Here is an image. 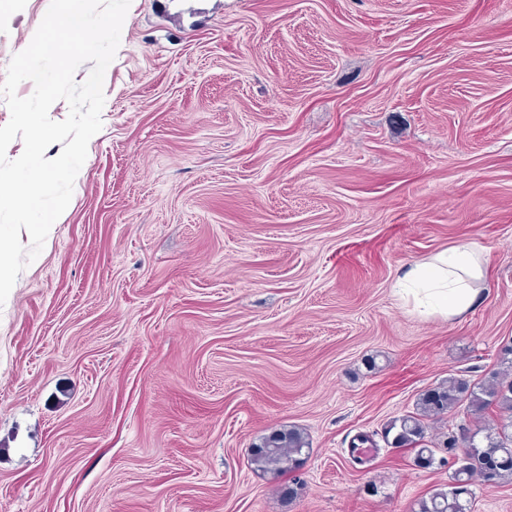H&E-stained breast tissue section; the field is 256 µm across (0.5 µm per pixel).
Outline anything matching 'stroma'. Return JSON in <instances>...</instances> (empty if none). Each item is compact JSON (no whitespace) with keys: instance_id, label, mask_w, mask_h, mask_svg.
<instances>
[{"instance_id":"obj_1","label":"stroma","mask_w":512,"mask_h":512,"mask_svg":"<svg viewBox=\"0 0 512 512\" xmlns=\"http://www.w3.org/2000/svg\"><path fill=\"white\" fill-rule=\"evenodd\" d=\"M50 2L0 0V83ZM103 89L0 306V512H411L444 487L384 428L512 344V0H131ZM472 241L476 304L409 312L402 265ZM288 425L306 463L255 472Z\"/></svg>"}]
</instances>
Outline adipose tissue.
I'll return each instance as SVG.
<instances>
[{
    "label": "adipose tissue",
    "mask_w": 512,
    "mask_h": 512,
    "mask_svg": "<svg viewBox=\"0 0 512 512\" xmlns=\"http://www.w3.org/2000/svg\"><path fill=\"white\" fill-rule=\"evenodd\" d=\"M487 274L484 249L474 242L453 245L406 263L393 289L411 312L452 320L468 312Z\"/></svg>",
    "instance_id": "obj_1"
}]
</instances>
